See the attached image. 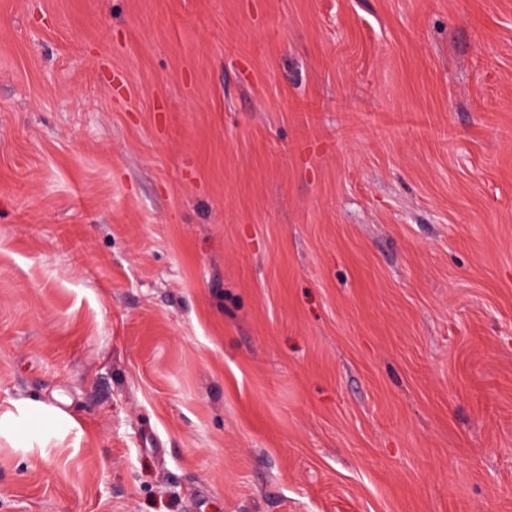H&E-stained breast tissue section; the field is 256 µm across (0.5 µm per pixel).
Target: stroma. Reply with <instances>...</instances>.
Returning <instances> with one entry per match:
<instances>
[{
    "instance_id": "35a3bbf8",
    "label": "stroma",
    "mask_w": 512,
    "mask_h": 512,
    "mask_svg": "<svg viewBox=\"0 0 512 512\" xmlns=\"http://www.w3.org/2000/svg\"><path fill=\"white\" fill-rule=\"evenodd\" d=\"M0 512H512V0H0Z\"/></svg>"
}]
</instances>
